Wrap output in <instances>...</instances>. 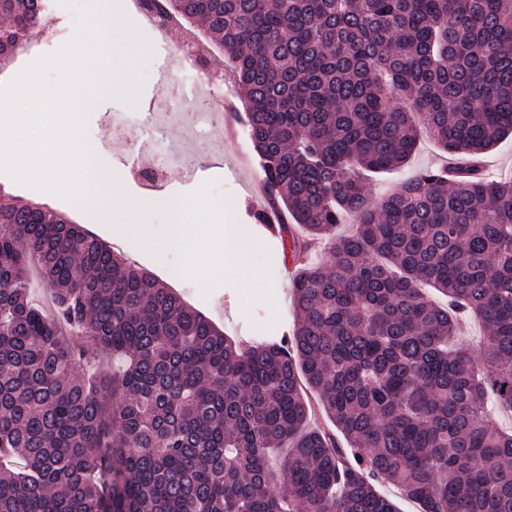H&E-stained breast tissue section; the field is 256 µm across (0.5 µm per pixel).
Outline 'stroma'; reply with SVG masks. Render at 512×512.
<instances>
[{"label": "stroma", "instance_id": "35a3bbf8", "mask_svg": "<svg viewBox=\"0 0 512 512\" xmlns=\"http://www.w3.org/2000/svg\"><path fill=\"white\" fill-rule=\"evenodd\" d=\"M49 14L46 29L20 48L5 66L0 67V86L12 80L14 68L25 67L35 60L56 53L70 42L75 33L79 14L75 9L48 0ZM152 49L145 63L146 77L136 106L116 100L102 101L89 115L86 138L91 142L108 141L113 145L112 166L126 191L134 199L150 196H176L189 193L202 184L215 182V191L227 206L233 223L245 225L252 239L250 262L258 271L262 285L251 290L242 281L220 286L210 294H202L199 287L182 277L177 266L176 252L162 258L150 259V271L188 305L203 313L227 336L237 341H259L267 336H279L294 319L289 287L283 279L285 263L290 255L280 237L271 236L262 224L256 223L253 212L262 208V201L253 197L254 178L259 175L243 112H228L225 101H237L233 84L231 62L218 49H211L204 58L203 77L212 85L210 96L204 97L201 108L222 113L225 121L233 123L237 135L234 140H213L210 134H201L193 147L196 154L189 166H168L156 169L149 152L139 150L140 129L132 124L114 127L113 116L136 109L149 112L163 103L162 88L153 71L167 53L168 47L178 46L188 36L180 29L169 33L167 42H160L154 27L138 30ZM444 155L433 142L421 140L405 168L397 172L373 176L366 184L368 196L376 198L393 191L406 177L418 172L442 167ZM156 169L154 180H143L141 169Z\"/></svg>", "mask_w": 512, "mask_h": 512}]
</instances>
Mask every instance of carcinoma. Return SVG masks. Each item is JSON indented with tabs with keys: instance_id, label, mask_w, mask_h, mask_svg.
Segmentation results:
<instances>
[{
	"instance_id": "cac0c4a2",
	"label": "carcinoma",
	"mask_w": 512,
	"mask_h": 512,
	"mask_svg": "<svg viewBox=\"0 0 512 512\" xmlns=\"http://www.w3.org/2000/svg\"><path fill=\"white\" fill-rule=\"evenodd\" d=\"M144 2L232 59L278 232L332 262L291 282V333L241 348L65 215L0 199V512H399L379 479L421 512H512L486 403L512 408V180L480 166L512 133V0ZM45 22L0 0V60ZM422 132L468 164L370 200L363 174ZM464 314L475 354L451 344ZM102 350L112 375H75Z\"/></svg>"
}]
</instances>
